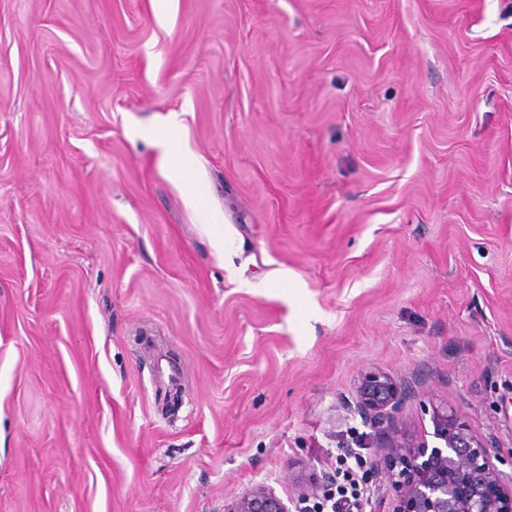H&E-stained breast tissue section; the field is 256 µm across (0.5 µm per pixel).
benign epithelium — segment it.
<instances>
[{"label": "benign epithelium", "instance_id": "7a95c632", "mask_svg": "<svg viewBox=\"0 0 512 512\" xmlns=\"http://www.w3.org/2000/svg\"><path fill=\"white\" fill-rule=\"evenodd\" d=\"M407 385L379 369L361 378L356 412L375 429L373 512H512V472L498 468L488 444L457 413L431 404L432 430L413 433L399 417ZM224 512H290L276 490L256 484L224 502Z\"/></svg>", "mask_w": 512, "mask_h": 512}]
</instances>
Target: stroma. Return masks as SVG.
<instances>
[{"label": "stroma", "mask_w": 512, "mask_h": 512, "mask_svg": "<svg viewBox=\"0 0 512 512\" xmlns=\"http://www.w3.org/2000/svg\"><path fill=\"white\" fill-rule=\"evenodd\" d=\"M374 368L512 470V0H0V512L295 502ZM151 136L162 149L165 156H176L177 162L172 169L176 175L181 176L183 173L192 169V159L180 147L176 135L172 132H151ZM276 490L265 483L256 484L224 503V512H290Z\"/></svg>", "instance_id": "stroma-1"}]
</instances>
